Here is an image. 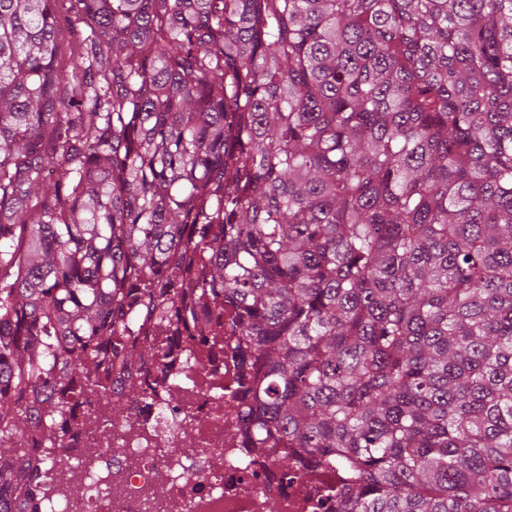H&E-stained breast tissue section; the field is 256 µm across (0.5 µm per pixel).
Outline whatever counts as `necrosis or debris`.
I'll list each match as a JSON object with an SVG mask.
<instances>
[{"label":"necrosis or debris","mask_w":512,"mask_h":512,"mask_svg":"<svg viewBox=\"0 0 512 512\" xmlns=\"http://www.w3.org/2000/svg\"><path fill=\"white\" fill-rule=\"evenodd\" d=\"M167 364L142 374L147 396L130 404L136 426L85 394L82 412L103 420L97 432L67 431L78 469L49 466L41 429L24 435L27 466L43 474L36 512H329L325 492L341 487L338 472L296 455L284 476V449L246 447L242 408L224 392L234 369L221 347L198 345L189 357L176 346Z\"/></svg>","instance_id":"1"}]
</instances>
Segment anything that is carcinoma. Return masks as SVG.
Here are the masks:
<instances>
[{
	"instance_id": "1",
	"label": "carcinoma",
	"mask_w": 512,
	"mask_h": 512,
	"mask_svg": "<svg viewBox=\"0 0 512 512\" xmlns=\"http://www.w3.org/2000/svg\"><path fill=\"white\" fill-rule=\"evenodd\" d=\"M146 323L334 512H512V0H0V512Z\"/></svg>"
}]
</instances>
